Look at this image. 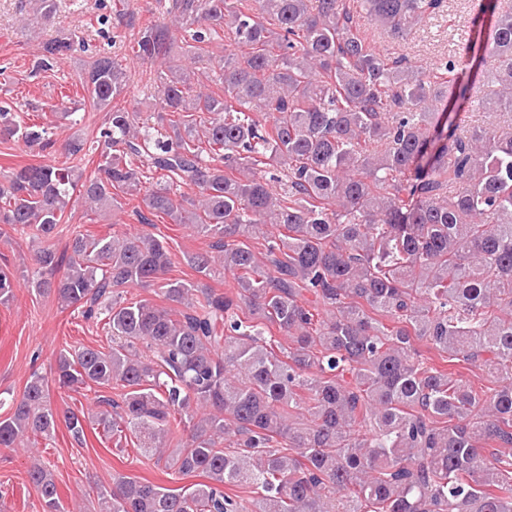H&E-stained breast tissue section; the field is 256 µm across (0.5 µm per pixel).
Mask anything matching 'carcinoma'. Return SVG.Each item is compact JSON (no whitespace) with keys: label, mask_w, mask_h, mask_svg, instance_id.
Wrapping results in <instances>:
<instances>
[{"label":"carcinoma","mask_w":512,"mask_h":512,"mask_svg":"<svg viewBox=\"0 0 512 512\" xmlns=\"http://www.w3.org/2000/svg\"><path fill=\"white\" fill-rule=\"evenodd\" d=\"M445 0H158L166 22L124 48L160 63L155 108L118 104L122 61L99 54L79 75L80 111L106 112L97 174L26 165L0 175V224L43 243L35 288L103 323L112 347L60 353L58 387L118 386L99 424L165 448V466L206 481L169 489L122 478L103 512H512V132L442 120L447 88L473 112L512 114V12L475 0L494 48L426 71L376 49L364 19L392 40ZM224 38L233 50L210 45ZM76 34L42 45L32 71L57 69ZM191 56L219 91L195 82ZM492 92L467 101L473 69ZM0 137L45 151V128L0 107ZM158 175L147 185L151 175ZM99 214L142 197L214 240L186 261L196 282L166 277L147 233L50 240L73 195ZM276 232H271L268 225ZM232 281L218 293L205 280ZM16 276L0 269V303ZM155 287L175 312L124 289ZM277 331L288 346L273 347ZM490 376L476 388L459 367ZM48 383L33 372L0 446L49 436ZM43 512L56 482L28 470ZM254 488L243 502L230 490Z\"/></svg>","instance_id":"carcinoma-1"}]
</instances>
